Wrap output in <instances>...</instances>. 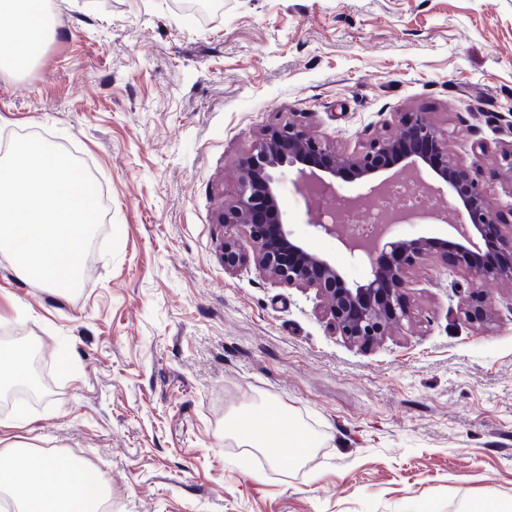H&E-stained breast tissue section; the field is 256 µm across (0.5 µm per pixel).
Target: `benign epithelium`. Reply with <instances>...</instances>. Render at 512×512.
<instances>
[{
    "label": "benign epithelium",
    "mask_w": 512,
    "mask_h": 512,
    "mask_svg": "<svg viewBox=\"0 0 512 512\" xmlns=\"http://www.w3.org/2000/svg\"><path fill=\"white\" fill-rule=\"evenodd\" d=\"M398 125V133L379 135L361 151H338L291 121L266 128L239 160L236 193L217 214L225 228L217 245L224 272L235 274L251 259L273 280L315 291L327 304L332 330L361 349L408 317L405 292L414 270L428 260L454 268L474 294L488 282L511 287L512 222L494 213L477 171L448 151V138L428 113L402 112ZM423 169L435 184L419 176ZM290 174L307 198L317 189L336 194L337 179L369 187L367 195L349 198L353 203L378 196L396 179H410L428 196L448 190V205L461 221L452 225V240L399 238L387 229L370 238L341 235L339 216L312 225L315 234L338 238L349 257L367 268L364 282L350 284L289 229L279 185ZM464 315L481 330L494 322L484 298L469 302Z\"/></svg>",
    "instance_id": "1"
}]
</instances>
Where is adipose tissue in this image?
Returning <instances> with one entry per match:
<instances>
[{
  "instance_id": "obj_1",
  "label": "adipose tissue",
  "mask_w": 512,
  "mask_h": 512,
  "mask_svg": "<svg viewBox=\"0 0 512 512\" xmlns=\"http://www.w3.org/2000/svg\"><path fill=\"white\" fill-rule=\"evenodd\" d=\"M47 8L48 0H0V41L10 48L7 62L14 70L25 69L31 61L42 37L35 15ZM267 411L277 419L278 432L241 425L235 430L236 438L242 446L263 450L273 464L292 467L313 450L314 440L307 431L289 424L279 406L268 405ZM0 478L23 512H92L100 491L99 477L91 469L19 451L0 454Z\"/></svg>"
}]
</instances>
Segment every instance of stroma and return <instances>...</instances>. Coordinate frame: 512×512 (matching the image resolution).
Wrapping results in <instances>:
<instances>
[{"mask_svg":"<svg viewBox=\"0 0 512 512\" xmlns=\"http://www.w3.org/2000/svg\"><path fill=\"white\" fill-rule=\"evenodd\" d=\"M54 27L22 73L0 68V147L39 135L77 156L105 199L76 292L19 280L0 256V336L66 352L25 411L0 398V443L62 463L82 454L112 512H460L512 504V288L495 323L461 307L464 277L429 261L411 317L369 350L333 333L314 291L247 262L227 274L216 213L240 156L291 120L362 149L398 113L426 112L476 166L496 209L512 142V0H53ZM290 228L348 282L366 268L291 180ZM406 237H447L455 211ZM312 431L298 469L273 468L226 426Z\"/></svg>","mask_w":512,"mask_h":512,"instance_id":"stroma-1","label":"stroma"}]
</instances>
